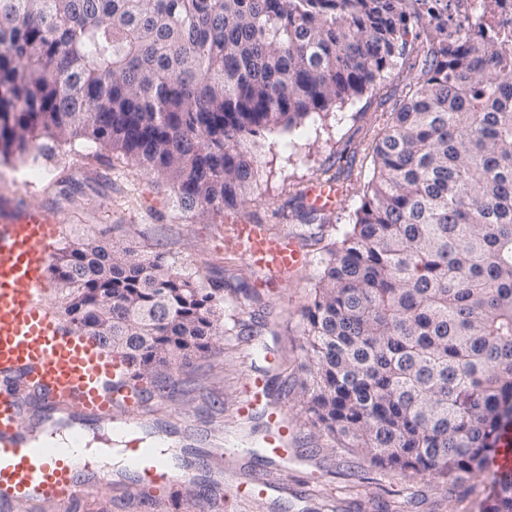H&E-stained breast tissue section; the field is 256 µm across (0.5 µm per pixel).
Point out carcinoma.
I'll list each match as a JSON object with an SVG mask.
<instances>
[{"label":"carcinoma","mask_w":512,"mask_h":512,"mask_svg":"<svg viewBox=\"0 0 512 512\" xmlns=\"http://www.w3.org/2000/svg\"><path fill=\"white\" fill-rule=\"evenodd\" d=\"M409 0H0V161L90 140L217 217L249 186L260 132L355 99L422 39L350 229L322 245L300 315L313 424L403 478L484 469L512 423V58L440 39ZM64 316L112 342L146 393L244 319L224 290L88 237L51 268ZM112 307L104 325L99 307ZM490 512H512V474Z\"/></svg>","instance_id":"carcinoma-1"}]
</instances>
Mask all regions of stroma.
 <instances>
[{"label":"stroma","mask_w":512,"mask_h":512,"mask_svg":"<svg viewBox=\"0 0 512 512\" xmlns=\"http://www.w3.org/2000/svg\"><path fill=\"white\" fill-rule=\"evenodd\" d=\"M417 76L408 65H397L358 99L292 128L264 132L250 191L220 218L180 215L153 175L121 160L111 181L98 179L104 163L92 145L77 151L65 147L34 163L0 164V195L19 196L59 217L62 244L95 234L203 279L235 276L250 288L246 294L225 291L224 319L255 318V336L226 335L205 357L189 359L170 398H153V419L182 453L200 458L218 446L219 431L233 433L235 446L244 451L231 463L236 474L244 479L275 473L286 490L256 500L221 501L201 486L188 494L177 485L158 499L129 486L102 485L77 512H486L493 467L456 481L427 476L407 482L366 454L338 447L313 426L302 400L309 372L298 330L301 310L321 276L320 253L307 249L308 264L284 283L269 282L242 257L224 253V224L233 220L307 238L315 227L300 218L298 195L326 169L338 173L343 191L338 207L328 213L334 236H341L371 177L374 138L385 114ZM267 347L273 351L268 361L262 356ZM254 371L264 372L269 401L288 416L294 448L289 462L257 451L261 415L237 414L244 376Z\"/></svg>","instance_id":"obj_1"}]
</instances>
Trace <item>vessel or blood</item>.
Returning a JSON list of instances; mask_svg holds the SVG:
<instances>
[{"label": "vessel or blood", "mask_w": 512, "mask_h": 512, "mask_svg": "<svg viewBox=\"0 0 512 512\" xmlns=\"http://www.w3.org/2000/svg\"><path fill=\"white\" fill-rule=\"evenodd\" d=\"M315 207L335 208L341 190L335 185L310 186ZM224 239L254 268L288 276L302 268L306 255L288 234H269L261 224H228ZM60 245V224L45 211L13 197L0 198V512L24 504L33 512H67L92 487L130 482L140 490L165 495L174 484L196 486L200 464L170 465L149 445L128 444L127 468L115 473L95 466L69 448L38 445L39 429L28 420L32 404L43 409L45 422L57 417L73 424L112 425V408L126 409L123 428L141 427L148 418L132 387L112 390L124 370L111 351L91 336L76 335L46 300L49 269ZM265 415L262 446L267 455L288 459V426L282 411L268 407L266 380L245 378L238 414ZM271 475L225 486L223 475L210 482L215 495L230 493L259 498L275 487Z\"/></svg>", "instance_id": "b4317fda"}]
</instances>
